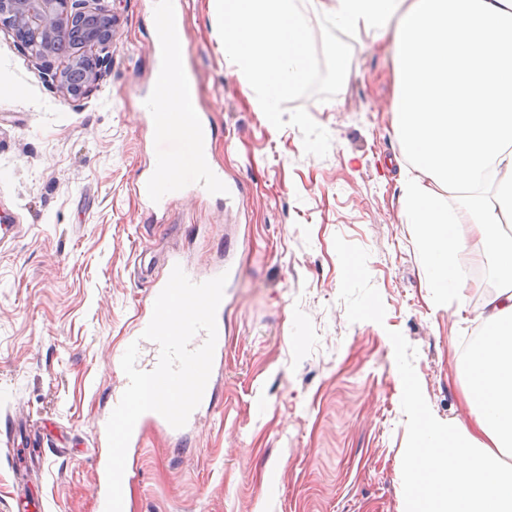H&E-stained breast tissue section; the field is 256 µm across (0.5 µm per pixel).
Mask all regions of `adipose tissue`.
<instances>
[{"instance_id": "ef3b65f1", "label": "adipose tissue", "mask_w": 512, "mask_h": 512, "mask_svg": "<svg viewBox=\"0 0 512 512\" xmlns=\"http://www.w3.org/2000/svg\"><path fill=\"white\" fill-rule=\"evenodd\" d=\"M341 27L389 40L392 124L408 165L402 212L426 287L454 297L477 237L497 286L476 319L487 333L467 364L468 419L420 416L400 474L408 512H512V0H321ZM155 112H191L189 74L155 76ZM460 207L448 208L444 193Z\"/></svg>"}]
</instances>
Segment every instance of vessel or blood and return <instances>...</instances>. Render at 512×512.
Returning <instances> with one entry per match:
<instances>
[{"label": "vessel or blood", "instance_id": "vessel-or-blood-1", "mask_svg": "<svg viewBox=\"0 0 512 512\" xmlns=\"http://www.w3.org/2000/svg\"><path fill=\"white\" fill-rule=\"evenodd\" d=\"M151 126L169 125L170 135L159 137L154 163L147 175L138 177L136 191L151 207L166 209L175 200L189 195H210L234 201L243 194L241 185L227 184L223 168L207 159L213 139L209 113L195 112L189 119L178 115H147ZM156 426L162 433L173 434V427L158 413H144L137 420L129 442L130 447L142 444L146 425Z\"/></svg>", "mask_w": 512, "mask_h": 512}]
</instances>
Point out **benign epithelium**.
Wrapping results in <instances>:
<instances>
[{"label": "benign epithelium", "mask_w": 512, "mask_h": 512, "mask_svg": "<svg viewBox=\"0 0 512 512\" xmlns=\"http://www.w3.org/2000/svg\"><path fill=\"white\" fill-rule=\"evenodd\" d=\"M103 0H0V30L44 63L47 75L65 98H82L97 84L104 64L112 59L113 24L99 26V20L112 13ZM75 54L55 68L52 61L62 51L59 38L75 31Z\"/></svg>", "instance_id": "benign-epithelium-1"}]
</instances>
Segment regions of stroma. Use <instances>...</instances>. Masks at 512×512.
Returning <instances> with one entry per match:
<instances>
[{
  "instance_id": "35a3bbf8",
  "label": "stroma",
  "mask_w": 512,
  "mask_h": 512,
  "mask_svg": "<svg viewBox=\"0 0 512 512\" xmlns=\"http://www.w3.org/2000/svg\"><path fill=\"white\" fill-rule=\"evenodd\" d=\"M151 2L104 0L119 38L79 99L0 31V207L20 226L0 246V432L15 415L46 433L35 450L0 442V512L21 496L27 512H99L95 424L150 302L134 259L155 258L158 279L172 253L200 272L231 253L239 273L224 290L217 407L185 434L146 431L130 512H404L414 416L443 428L465 417L455 364L483 333L473 317L495 273L470 256L457 318L423 283L387 165L402 154L387 46L353 37L333 108L300 99L331 136L319 158L296 127L270 125L225 64L215 0H185L210 160L245 195L152 212L133 190L153 155L138 107L153 75Z\"/></svg>"
}]
</instances>
